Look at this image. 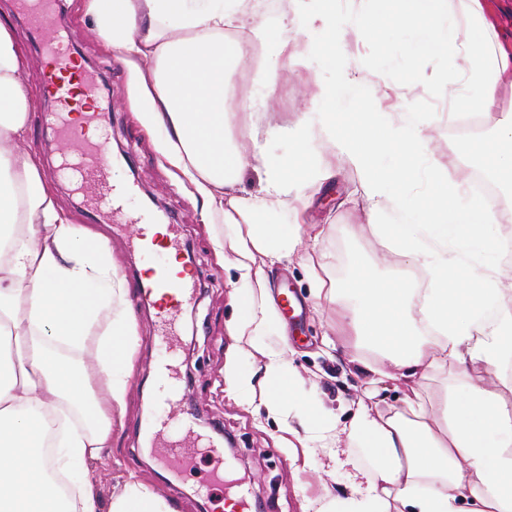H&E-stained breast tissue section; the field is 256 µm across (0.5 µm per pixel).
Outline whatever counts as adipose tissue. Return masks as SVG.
<instances>
[{
    "label": "adipose tissue",
    "mask_w": 512,
    "mask_h": 512,
    "mask_svg": "<svg viewBox=\"0 0 512 512\" xmlns=\"http://www.w3.org/2000/svg\"><path fill=\"white\" fill-rule=\"evenodd\" d=\"M321 17L326 41L304 44L307 56L335 66L336 0H303ZM377 15L355 18L365 33L412 27L401 47L430 61L464 54L476 105L497 110L512 88V50L500 43L486 0H378ZM97 33L130 62L147 63L139 76L141 119L163 129L160 152L191 182L204 210L243 224L231 245L242 267L273 265L307 243L306 261L318 299L340 309V329L356 337L349 363L379 383L399 382L391 410L360 407L345 422L308 424L310 440L336 430L373 451L367 485L355 512H512V403L473 387L474 371L504 380L512 367V298L501 288L499 254L512 242L495 229L512 200L467 193L447 173H435L430 199L402 193L428 160L429 119L406 111L367 112L340 128L337 112L369 87L346 71L336 85H320L314 109L291 136L295 156L270 157L255 122L234 124L254 109L226 80V69L246 63L250 48L287 51V34L272 35L251 0H84ZM36 105L23 78V55L12 28L0 23V328L13 342L0 345V452L17 449L0 466V512H95L89 469L112 441V412L123 408L128 364L137 346L128 291L109 258L106 241L70 224L58 207L35 156L17 152L28 112ZM250 139L252 151L240 146ZM485 166L512 175V116L494 138L470 146ZM359 172L368 225L400 270L362 273L348 285L326 277V238L305 236L299 224H266L265 214L302 203L304 186L331 180L324 152ZM263 173L260 191L244 197L242 172ZM70 352L94 349L92 367L73 365ZM448 371L440 408L429 403L422 380ZM106 386L93 396L91 377ZM267 413H279L298 379L286 357L264 367ZM86 424L69 427L70 413ZM108 512H170L167 502L130 481Z\"/></svg>",
    "instance_id": "obj_1"
}]
</instances>
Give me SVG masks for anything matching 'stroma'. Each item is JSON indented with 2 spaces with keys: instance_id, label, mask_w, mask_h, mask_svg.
Listing matches in <instances>:
<instances>
[{
  "instance_id": "stroma-1",
  "label": "stroma",
  "mask_w": 512,
  "mask_h": 512,
  "mask_svg": "<svg viewBox=\"0 0 512 512\" xmlns=\"http://www.w3.org/2000/svg\"><path fill=\"white\" fill-rule=\"evenodd\" d=\"M259 11L272 31L287 27L294 44L324 37L321 21L306 23L298 15V0H260ZM59 15L73 34V44L86 61L96 83H109L114 105L102 124L111 135V179L125 184L120 214L94 211L78 188V177L63 164L64 153L54 130L57 107L40 95L28 115L29 132L18 149L38 155L52 193L71 223L106 240L120 276L131 280L150 260L130 238V222L149 215L154 223L170 225L183 248L193 252L197 281L190 301L179 312L174 341L158 335L155 313L144 303H132L139 347L120 422L112 428V443L91 471L98 512H108L112 498L127 481L145 484L169 502L175 512H217L219 494L205 489L208 473L221 467L245 483L262 512H346L354 496L357 473L372 464L370 449L357 444L325 443L291 446L293 433L303 432L299 401L318 403L328 418H346L366 399L365 378L356 376L344 357L347 337L336 330L335 305L317 300L305 262L292 254L268 268L266 278L275 303L291 298L292 308L279 323L261 329L264 354L238 342L244 320V301H258L254 277L234 262L232 252L218 254L217 243H229L241 227L205 218L192 184L179 181L158 151L159 135L147 131L132 106L134 75L130 67L92 30L84 13V0H62ZM0 19L8 21L21 38L24 77L31 91L41 83V53L23 20L17 0H0ZM347 66L362 65V78L373 91L356 100L338 117L347 128L361 113L394 111L398 101L410 102L415 111L431 114L428 133L432 151L429 165L416 180L402 184L410 196L426 199L432 170L447 172L465 182L481 170L470 152L471 126L485 137L495 136L504 114H512V91L503 90L498 111L478 112L471 93L461 90L463 62L453 57L433 63L402 54L403 33L391 29L366 36L353 26L338 34ZM275 73V96L259 95L264 73ZM229 80L257 95V110L271 136L264 150L282 159L297 150L294 140L279 134V127L294 124L310 111L318 81L329 82L333 72L318 62L295 55L259 58L248 67H233ZM325 161L335 170L305 213L307 223L328 231V271L344 282L357 264L375 271L385 252L365 222L362 189L357 170L334 154ZM288 353L301 384L298 402L284 404L279 418L267 415L260 401L265 392L263 366L267 357ZM196 438L202 451L193 469L173 472L159 461V437L178 441Z\"/></svg>"
}]
</instances>
